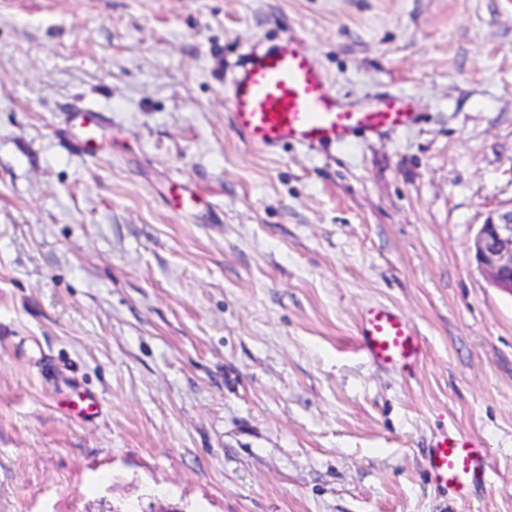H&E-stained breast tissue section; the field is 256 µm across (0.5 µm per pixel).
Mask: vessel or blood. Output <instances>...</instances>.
Segmentation results:
<instances>
[{
	"label": "vessel or blood",
	"instance_id": "obj_1",
	"mask_svg": "<svg viewBox=\"0 0 512 512\" xmlns=\"http://www.w3.org/2000/svg\"><path fill=\"white\" fill-rule=\"evenodd\" d=\"M235 127L254 146L267 150L293 142L316 146L343 142L359 133L381 134L420 120L411 99L387 95L356 107L334 93L314 57L293 38L252 49L233 80ZM68 123L74 149L92 154L107 139L106 120L92 107L72 109ZM177 209H203L204 198L175 185ZM357 344L376 365L404 372L419 360L421 339L413 324L385 305L367 307L357 325ZM433 480L465 493L485 473V454L475 437L460 431L436 437L429 453Z\"/></svg>",
	"mask_w": 512,
	"mask_h": 512
}]
</instances>
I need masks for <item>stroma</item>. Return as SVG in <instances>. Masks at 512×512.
Listing matches in <instances>:
<instances>
[{
  "instance_id": "obj_1",
  "label": "stroma",
  "mask_w": 512,
  "mask_h": 512,
  "mask_svg": "<svg viewBox=\"0 0 512 512\" xmlns=\"http://www.w3.org/2000/svg\"><path fill=\"white\" fill-rule=\"evenodd\" d=\"M286 37L421 121L253 147L231 82ZM510 205L512 0H0V512H512V294L471 251ZM372 304L422 338L403 374ZM448 430L488 451L463 496ZM68 123L73 136L71 146L88 156L92 155L93 149H97L107 139L106 120L101 112L92 107L83 106L72 109ZM172 192L174 206L181 211H197L204 208V198L184 184H175ZM357 345L376 365L404 372L419 360L421 339L413 324L400 312L385 305H373L361 313ZM433 480L464 494L485 473V454L475 437L461 431L442 433L434 440L429 453Z\"/></svg>"
}]
</instances>
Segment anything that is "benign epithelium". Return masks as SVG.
I'll return each instance as SVG.
<instances>
[{
    "instance_id": "1",
    "label": "benign epithelium",
    "mask_w": 512,
    "mask_h": 512,
    "mask_svg": "<svg viewBox=\"0 0 512 512\" xmlns=\"http://www.w3.org/2000/svg\"><path fill=\"white\" fill-rule=\"evenodd\" d=\"M473 256L495 287L512 293V206L488 216L474 239Z\"/></svg>"
}]
</instances>
